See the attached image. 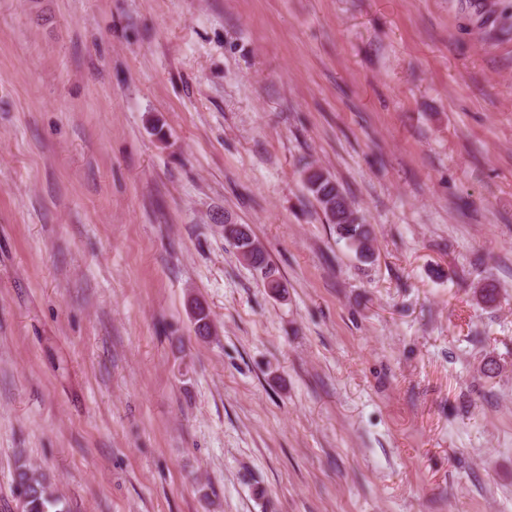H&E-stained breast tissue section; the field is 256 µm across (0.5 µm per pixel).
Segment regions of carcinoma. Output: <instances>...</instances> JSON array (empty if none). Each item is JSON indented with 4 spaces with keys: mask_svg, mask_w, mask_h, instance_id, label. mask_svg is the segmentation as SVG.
Instances as JSON below:
<instances>
[{
    "mask_svg": "<svg viewBox=\"0 0 512 512\" xmlns=\"http://www.w3.org/2000/svg\"><path fill=\"white\" fill-rule=\"evenodd\" d=\"M306 185L308 192L319 205L329 223L336 225L339 238L347 241L356 254L364 260L373 257V238L364 224L355 223L348 211L351 203L339 184L322 169H307ZM225 239L236 249L239 255L244 250L254 252L252 266L268 267L267 256L249 225H224ZM15 486L22 489L20 499L22 512H51L60 504V498L46 476L31 466L20 463L16 468Z\"/></svg>",
    "mask_w": 512,
    "mask_h": 512,
    "instance_id": "1",
    "label": "carcinoma"
}]
</instances>
